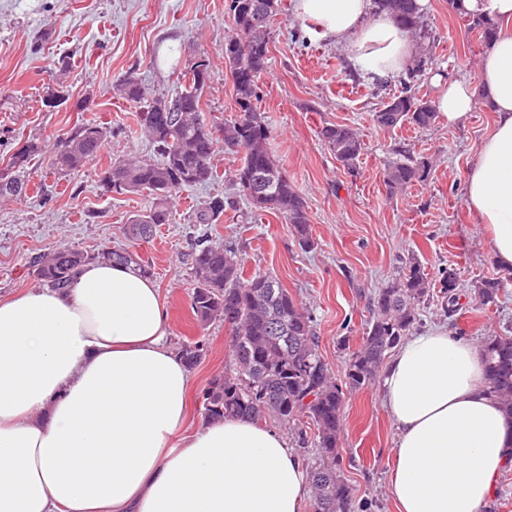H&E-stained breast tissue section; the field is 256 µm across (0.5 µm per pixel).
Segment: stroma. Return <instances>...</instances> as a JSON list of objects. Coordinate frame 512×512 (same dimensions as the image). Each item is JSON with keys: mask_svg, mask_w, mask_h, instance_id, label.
Returning <instances> with one entry per match:
<instances>
[{"mask_svg": "<svg viewBox=\"0 0 512 512\" xmlns=\"http://www.w3.org/2000/svg\"><path fill=\"white\" fill-rule=\"evenodd\" d=\"M283 5L271 29L258 105L272 130L271 149L307 203L314 248L302 249L282 217L249 211L244 201L226 210L220 223H194L204 201L228 192L240 163L221 150L215 157L217 179L180 191L172 201V223L159 225L152 239L137 246L167 303L171 349L196 341L204 345L203 359L191 370L193 429L205 422L202 391L232 367L228 327L220 321L199 326L190 307L197 240L233 244L248 272L276 276L311 311L319 350L339 378L349 349L362 339L370 297L408 256L424 265L435 292L444 268H455L465 288L500 268L464 199L466 175L495 124L486 103L478 102L460 125L441 116L423 131L407 125L381 130L374 114L401 93L398 77L382 86L367 79L352 67L346 43L306 26L294 0ZM425 17L429 36L423 47L433 63L413 90L430 99L431 74L475 78L483 50L448 0H429ZM229 27L226 0H0V170L13 153L37 147L26 195L0 198V297L39 287L34 257L65 246L93 251L120 243L128 219L150 208L147 195L109 192L102 182L112 160L154 155L132 108L116 92L123 77L135 76L148 97L171 98L182 89L185 65L206 58L205 115L218 122L233 116L234 90L224 66ZM82 119L112 133L84 167L56 170L51 164L56 141ZM345 123L357 128L366 144L353 173L318 135L322 125ZM402 143L432 157L435 167L427 181L390 199L384 168ZM244 210L249 219H241ZM462 304L451 322L439 301L429 302L420 310V328L447 326L474 343L512 331V282L496 305L482 307L467 298ZM343 421L342 471L353 498L369 502L371 512H397L389 489L396 429L379 385L348 395Z\"/></svg>", "mask_w": 512, "mask_h": 512, "instance_id": "stroma-1", "label": "stroma"}]
</instances>
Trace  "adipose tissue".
I'll use <instances>...</instances> for the list:
<instances>
[{
    "instance_id": "ef3b65f1",
    "label": "adipose tissue",
    "mask_w": 512,
    "mask_h": 512,
    "mask_svg": "<svg viewBox=\"0 0 512 512\" xmlns=\"http://www.w3.org/2000/svg\"><path fill=\"white\" fill-rule=\"evenodd\" d=\"M499 24L477 80L433 75L434 103L465 121L483 87L496 115L465 202L512 268V0H462ZM351 63L385 78L415 52L372 0H295ZM166 304L136 267L96 261L67 288L0 299V512H305L310 474L287 437L227 417L187 430L191 371L168 346ZM398 512H481L512 461V416L490 394L474 344L435 327L385 367Z\"/></svg>"
}]
</instances>
